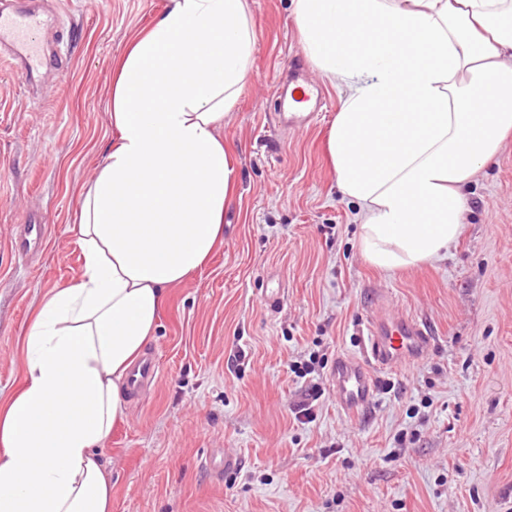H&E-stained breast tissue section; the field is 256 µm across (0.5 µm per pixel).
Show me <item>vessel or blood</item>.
<instances>
[{
    "mask_svg": "<svg viewBox=\"0 0 512 512\" xmlns=\"http://www.w3.org/2000/svg\"><path fill=\"white\" fill-rule=\"evenodd\" d=\"M46 26L47 20L39 8H0V60L29 72L47 65H62V54L49 56L44 51L42 33ZM276 94L281 120L296 126L312 122L322 98L319 85L309 80L298 64L292 67L287 82L278 85ZM433 343V336L418 319L392 312L372 317L365 356L340 355L331 371L337 409L346 415L364 410L378 391V372L421 359ZM158 380L156 361L145 357L132 370L131 391L136 394L153 388Z\"/></svg>",
    "mask_w": 512,
    "mask_h": 512,
    "instance_id": "vessel-or-blood-1",
    "label": "vessel or blood"
}]
</instances>
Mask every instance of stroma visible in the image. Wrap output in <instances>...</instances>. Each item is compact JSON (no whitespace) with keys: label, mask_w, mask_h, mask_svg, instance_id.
Here are the masks:
<instances>
[{"label":"stroma","mask_w":512,"mask_h":512,"mask_svg":"<svg viewBox=\"0 0 512 512\" xmlns=\"http://www.w3.org/2000/svg\"><path fill=\"white\" fill-rule=\"evenodd\" d=\"M169 0H57L46 44L64 69L34 81L0 63V395L23 378V330L43 295L80 273L76 186L109 145L112 63ZM252 70L224 121L239 188L224 245L171 289L147 346L155 389L130 398L106 444L112 512H512V140L467 189L447 258L384 273L359 248L357 207L327 153L339 89L312 125L274 126L276 84L305 61L291 0H248ZM47 226L26 256L27 216ZM284 292L267 308L266 289ZM426 321L419 363L381 373L375 400L339 413L330 373L363 356L379 307ZM313 365L306 377L295 370ZM312 420L294 417L309 400ZM241 467L225 473L223 452Z\"/></svg>","instance_id":"35a3bbf8"}]
</instances>
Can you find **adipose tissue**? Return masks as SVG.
Returning a JSON list of instances; mask_svg holds the SVG:
<instances>
[{
    "label": "adipose tissue",
    "mask_w": 512,
    "mask_h": 512,
    "mask_svg": "<svg viewBox=\"0 0 512 512\" xmlns=\"http://www.w3.org/2000/svg\"><path fill=\"white\" fill-rule=\"evenodd\" d=\"M312 65L337 79L328 151L366 260L447 257L466 190L512 136V0H292ZM247 0H170L115 61L112 140L76 191L79 276L24 331L0 399V512H112L102 450L167 290L224 242L237 192L224 120L250 73Z\"/></svg>",
    "instance_id": "obj_1"
}]
</instances>
